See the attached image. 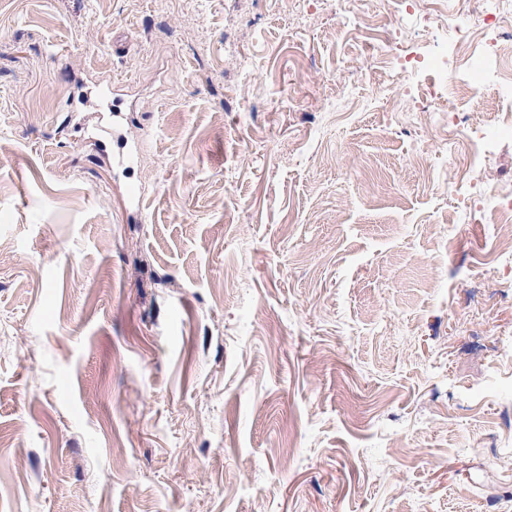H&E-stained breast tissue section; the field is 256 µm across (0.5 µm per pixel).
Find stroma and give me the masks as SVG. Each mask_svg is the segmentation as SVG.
<instances>
[{
    "mask_svg": "<svg viewBox=\"0 0 512 512\" xmlns=\"http://www.w3.org/2000/svg\"><path fill=\"white\" fill-rule=\"evenodd\" d=\"M489 14L0 0V512H512Z\"/></svg>",
    "mask_w": 512,
    "mask_h": 512,
    "instance_id": "stroma-1",
    "label": "stroma"
}]
</instances>
